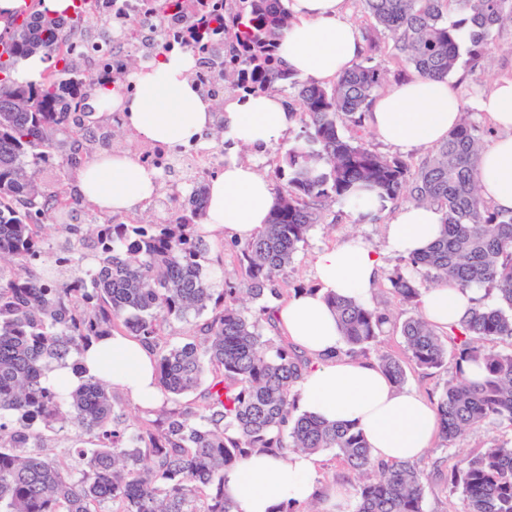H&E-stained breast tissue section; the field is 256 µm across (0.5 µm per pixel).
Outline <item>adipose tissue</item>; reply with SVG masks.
<instances>
[{
  "instance_id": "adipose-tissue-1",
  "label": "adipose tissue",
  "mask_w": 512,
  "mask_h": 512,
  "mask_svg": "<svg viewBox=\"0 0 512 512\" xmlns=\"http://www.w3.org/2000/svg\"><path fill=\"white\" fill-rule=\"evenodd\" d=\"M290 27L281 40L285 67L298 77L325 82L351 69L364 53L358 30L346 17L345 0H289ZM186 57L140 65L126 117L138 133L172 146L193 141L211 147L212 104L193 88ZM501 136L480 154L481 193L495 208L512 214V80L502 81L481 98ZM462 105L448 81L417 77L375 97L368 120L384 142L403 150L445 140L461 117ZM281 95L252 96L224 109V136L256 150L279 143L295 127ZM234 150L208 183L207 225L236 240L253 238L267 223L275 202L269 182ZM79 190L99 209L120 213L148 200L159 188L155 171L126 157L98 158L76 174ZM442 215L430 206L408 204L386 226L391 252L409 255L429 247L441 234ZM381 260L360 240L322 250L316 261V291L293 293L278 306L275 324L311 359L297 384L300 412L328 421L355 424L374 461H413L430 448L439 432L434 406L415 391L397 387L372 362L338 356L343 345L336 315L326 298L337 295L368 303L381 276ZM479 291L442 286L422 296L425 317L434 325H460ZM153 356L136 338L116 332L92 343L78 366L55 368L50 379L75 389L87 377L109 380L132 402H159ZM319 458L293 453L285 458L255 454L224 475V493L233 512H274L283 502L308 501L314 493Z\"/></svg>"
}]
</instances>
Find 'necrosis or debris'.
<instances>
[{
    "label": "necrosis or debris",
    "mask_w": 512,
    "mask_h": 512,
    "mask_svg": "<svg viewBox=\"0 0 512 512\" xmlns=\"http://www.w3.org/2000/svg\"><path fill=\"white\" fill-rule=\"evenodd\" d=\"M243 5L244 0H178L176 7L159 14L155 0H97L95 19L73 35L83 48L79 69L94 74L111 67L113 83L124 101L135 92L134 73L126 67L129 56H137L147 64L162 56L188 54L193 59L191 72L197 91L212 103L222 104L227 88L238 79L242 61L228 54L234 40L231 31L196 42L197 22L211 15L230 18ZM127 127L122 104L108 105L99 117V129L90 145L131 157L142 167L157 172L162 193L146 202L155 212L169 211L185 198L183 171H192L195 183L200 184L224 165L222 151H205L194 143L176 149L138 134L128 142L116 139V131Z\"/></svg>",
    "instance_id": "4bbe7bcc"
}]
</instances>
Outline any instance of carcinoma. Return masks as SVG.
Segmentation results:
<instances>
[{
	"mask_svg": "<svg viewBox=\"0 0 512 512\" xmlns=\"http://www.w3.org/2000/svg\"><path fill=\"white\" fill-rule=\"evenodd\" d=\"M372 21L365 30L369 56L318 85L280 62L282 30L291 22L285 0H248L235 18V37L247 56L255 93H288L303 134L288 147L287 178L278 189L268 224L239 245L241 275L252 306L240 302L233 281L221 288L202 274L205 249L196 223L205 215L207 188L195 189L197 209L161 224H92L91 239L67 224L57 208L71 192L80 163L69 113L58 105L107 83L95 75L71 79L70 54L56 18L17 23V10L0 36V512H232L224 472L253 453L334 450L356 498L355 512H424L429 474L413 464L376 471L362 433L298 412L292 388L310 360L288 343L264 336L274 327L267 297L298 245L322 221L328 203L349 204L358 188L379 191L381 202L406 198L442 213V237L406 259V271L388 276L401 300L418 305L427 281L461 289L487 288L443 340L420 315L399 326L409 359L438 369L452 343L455 375L436 403L446 447L488 421L512 424V215L499 213L477 186L483 138L491 135L462 111L448 138L414 167L345 137L341 127L365 126L373 99L385 85L370 53L382 34L419 76L443 79L456 69L460 44L473 65L491 55L496 31L512 24V0H356ZM34 53L52 60L41 80L19 77ZM67 161L48 184L40 167ZM62 241L50 246L45 229ZM347 352L373 347L391 318L384 310L330 296ZM205 320L194 336L171 344L172 321ZM154 355L161 404L130 428L126 403L112 382L91 377L78 389L52 383L48 373L68 365L116 323ZM482 369L468 380L464 366ZM379 368L397 387L401 361L379 355ZM196 394L190 406L177 399ZM77 428L62 443L47 435ZM234 434H228V431ZM467 512H512V444L493 441L451 474Z\"/></svg>",
	"mask_w": 512,
	"mask_h": 512,
	"instance_id": "1",
	"label": "carcinoma"
}]
</instances>
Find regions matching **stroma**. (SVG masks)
I'll use <instances>...</instances> for the list:
<instances>
[{
  "label": "stroma",
  "instance_id": "35a3bbf8",
  "mask_svg": "<svg viewBox=\"0 0 512 512\" xmlns=\"http://www.w3.org/2000/svg\"><path fill=\"white\" fill-rule=\"evenodd\" d=\"M504 79L512 80L510 26L496 34L495 51L482 65L473 66L468 53H461L457 68L448 81L464 109L471 112L477 123L486 126L490 120L486 113L481 112L479 101L491 91L495 82ZM398 207V202H386L384 208L378 212L377 221L364 223L344 204L336 202L327 206L322 223L310 231L306 243L299 248L291 265L278 277L276 286L280 299H287L295 289L316 287L315 261L318 252L353 239L362 240L378 251L385 274L404 267L405 261L401 256L387 251L385 240V226ZM203 238L209 247L203 264L209 281L219 287L226 279L239 278L238 251L232 246L230 239L219 232L204 233ZM371 303L389 311L394 326L386 330L377 349L366 353V360H377L382 353L404 359V343L396 326L415 315V308L400 300L385 280L379 281L374 288ZM494 439L512 441V424H488L461 438L449 448L445 447L442 440H435L432 448L416 462L418 468L429 474L424 495L425 512H466V502L460 490L451 484L450 474L458 461L478 454ZM319 457L315 485L319 493L320 512H354V492L347 481V471L340 459L331 451L320 452ZM340 491L345 494V500L341 503L336 500V494Z\"/></svg>",
  "mask_w": 512,
  "mask_h": 512
}]
</instances>
